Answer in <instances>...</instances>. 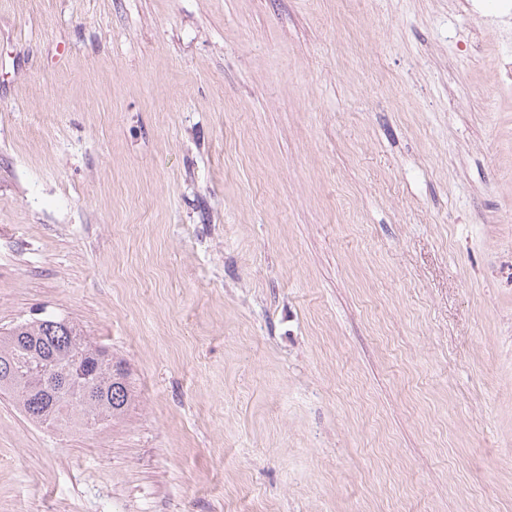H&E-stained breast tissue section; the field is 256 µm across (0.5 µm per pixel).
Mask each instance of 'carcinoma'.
I'll return each mask as SVG.
<instances>
[{
    "mask_svg": "<svg viewBox=\"0 0 512 512\" xmlns=\"http://www.w3.org/2000/svg\"><path fill=\"white\" fill-rule=\"evenodd\" d=\"M100 347L86 340L72 321L45 317L0 331V393H9L29 420L47 427L99 425L121 418L131 400L126 364L110 355L96 358ZM86 368L92 388L60 391L50 379L72 371L76 360Z\"/></svg>",
    "mask_w": 512,
    "mask_h": 512,
    "instance_id": "obj_1",
    "label": "carcinoma"
}]
</instances>
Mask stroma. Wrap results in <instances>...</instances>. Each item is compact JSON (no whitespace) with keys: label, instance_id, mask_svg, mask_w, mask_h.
<instances>
[{"label":"stroma","instance_id":"stroma-1","mask_svg":"<svg viewBox=\"0 0 512 512\" xmlns=\"http://www.w3.org/2000/svg\"><path fill=\"white\" fill-rule=\"evenodd\" d=\"M448 0H0V512H512V94ZM100 348L73 321L51 316L0 331V393H10L29 420L47 427H93L120 419L131 400L128 370L112 355L97 360ZM80 358L92 388L90 398L80 387L57 390L68 385L67 377L54 381L56 387L50 383L52 377L69 374ZM38 367L46 378L40 377ZM35 388L39 390L31 391Z\"/></svg>","mask_w":512,"mask_h":512}]
</instances>
